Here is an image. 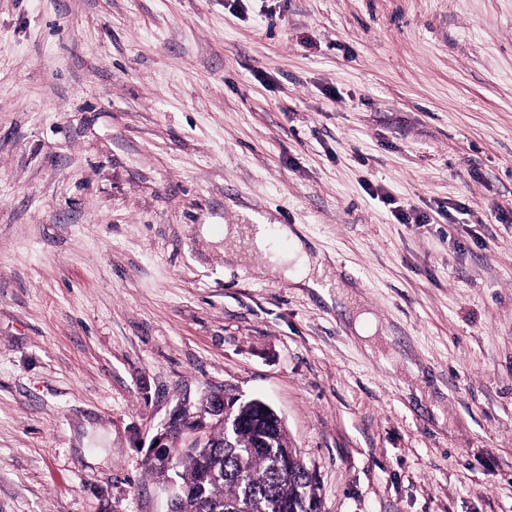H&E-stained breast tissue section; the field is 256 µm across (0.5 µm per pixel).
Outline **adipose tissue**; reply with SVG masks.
<instances>
[{"mask_svg": "<svg viewBox=\"0 0 512 512\" xmlns=\"http://www.w3.org/2000/svg\"><path fill=\"white\" fill-rule=\"evenodd\" d=\"M280 234L289 240L291 248L285 252L271 254L266 266L261 270L262 275H280L291 279L298 287L320 290V275L326 266L324 256L312 251L303 242L298 235L297 227L281 226Z\"/></svg>", "mask_w": 512, "mask_h": 512, "instance_id": "adipose-tissue-1", "label": "adipose tissue"}]
</instances>
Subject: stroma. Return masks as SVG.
I'll return each instance as SVG.
<instances>
[{
	"instance_id": "35a3bbf8",
	"label": "stroma",
	"mask_w": 512,
	"mask_h": 512,
	"mask_svg": "<svg viewBox=\"0 0 512 512\" xmlns=\"http://www.w3.org/2000/svg\"><path fill=\"white\" fill-rule=\"evenodd\" d=\"M214 388L321 512H512V0H0V512H167ZM299 226H280L281 236L289 240L291 248L285 252H276L269 256L268 263L258 273L262 276L281 275L291 278L294 285L300 288H311L319 292L328 302L330 295L320 284V275L327 266L325 257L320 252H313L299 237Z\"/></svg>"
}]
</instances>
